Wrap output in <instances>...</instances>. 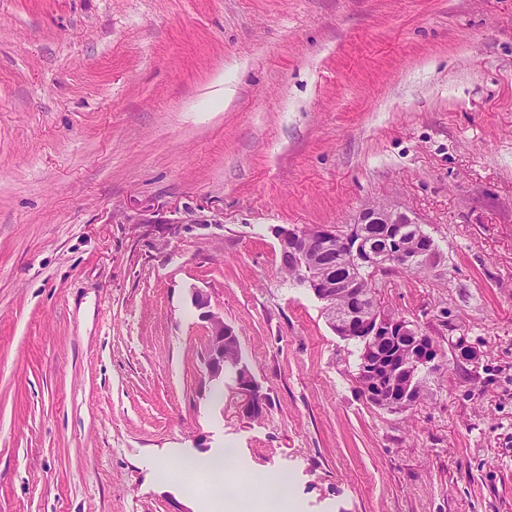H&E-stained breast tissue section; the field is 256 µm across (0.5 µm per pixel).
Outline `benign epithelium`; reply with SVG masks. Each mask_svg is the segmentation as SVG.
<instances>
[{
  "label": "benign epithelium",
  "mask_w": 512,
  "mask_h": 512,
  "mask_svg": "<svg viewBox=\"0 0 512 512\" xmlns=\"http://www.w3.org/2000/svg\"><path fill=\"white\" fill-rule=\"evenodd\" d=\"M358 224L384 225L382 250L349 230L341 232L334 227L316 225L280 226L275 230L280 251L293 254L298 261L301 276L297 282L310 289L323 304L330 328L337 335L362 342L359 375L363 377L365 399L377 406L386 405L397 411L418 403L416 374L429 367V337L422 334L412 322L384 310L372 294V303H365L360 295L363 274L385 269L405 270L418 263L430 264L435 248L419 252L415 240L425 237L419 221L408 211L392 206H371L362 210ZM339 251L350 257L348 273L336 278L322 273L323 256ZM194 305L200 317L208 323V349L204 365L214 387L224 383V338H234L233 329L224 324V318L210 309L208 296L198 292ZM389 336L399 341L402 336L414 339L417 352L408 358L397 355H379L376 338ZM234 390L239 398V413L249 419L263 415L267 397L250 370L235 373Z\"/></svg>",
  "instance_id": "1"
}]
</instances>
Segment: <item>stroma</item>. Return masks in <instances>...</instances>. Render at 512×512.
Here are the masks:
<instances>
[{
	"mask_svg": "<svg viewBox=\"0 0 512 512\" xmlns=\"http://www.w3.org/2000/svg\"><path fill=\"white\" fill-rule=\"evenodd\" d=\"M368 205L440 253L372 279L441 350L402 413L280 272ZM228 445L300 512H512V0H0V512H193L150 460ZM195 307L201 311L200 317L208 323V349L204 357V365L214 387L224 385V357L229 362L238 359V354L231 341L224 343V337L234 338L238 347L239 338L233 329L224 324V318L210 309L208 296L202 292H196L194 297ZM234 390L239 398V413L249 419L260 418L267 406V397L253 373L243 368L236 371Z\"/></svg>",
	"mask_w": 512,
	"mask_h": 512,
	"instance_id": "35a3bbf8",
	"label": "stroma"
}]
</instances>
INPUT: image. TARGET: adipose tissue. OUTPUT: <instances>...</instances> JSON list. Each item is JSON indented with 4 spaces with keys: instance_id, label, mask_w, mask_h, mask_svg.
Segmentation results:
<instances>
[{
    "instance_id": "adipose-tissue-1",
    "label": "adipose tissue",
    "mask_w": 512,
    "mask_h": 512,
    "mask_svg": "<svg viewBox=\"0 0 512 512\" xmlns=\"http://www.w3.org/2000/svg\"><path fill=\"white\" fill-rule=\"evenodd\" d=\"M236 456L235 449L227 448L195 459L167 458L157 467L182 480L198 512H295L286 486L264 474L251 475L235 494H225L224 476Z\"/></svg>"
}]
</instances>
